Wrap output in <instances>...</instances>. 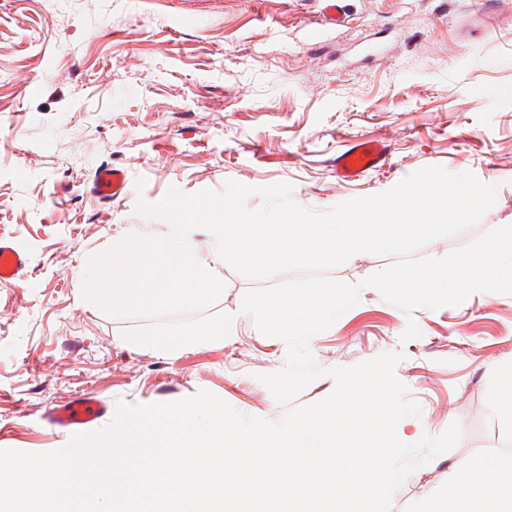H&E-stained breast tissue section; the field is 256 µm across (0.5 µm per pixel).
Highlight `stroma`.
I'll return each mask as SVG.
<instances>
[{"mask_svg": "<svg viewBox=\"0 0 512 512\" xmlns=\"http://www.w3.org/2000/svg\"><path fill=\"white\" fill-rule=\"evenodd\" d=\"M344 5L347 26L312 41L316 0H0V238L30 259L22 278L0 285V450L65 447L69 433L46 417L83 394L113 412L206 390L276 422L328 397L331 369L393 353L421 407L398 424L404 442L455 421L463 437L405 479L392 512H425L461 459L512 456V426L490 406V367L512 357V294L408 312L363 284L397 256L360 254L328 272L362 289L309 343L325 374L285 407L259 377L285 367L288 345L241 304L295 272L251 280L218 267L224 291L212 310L232 315L228 336L170 352L126 338L154 318L115 317L82 297L89 258L157 228L138 202L157 203L172 186L191 195L286 182L298 205L326 213L439 166L497 186V200L420 256L512 225V0L488 32L476 0ZM365 137L388 144V166L337 180L330 159ZM107 158L131 180L109 203L90 192Z\"/></svg>", "mask_w": 512, "mask_h": 512, "instance_id": "1", "label": "stroma"}]
</instances>
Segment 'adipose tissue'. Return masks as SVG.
I'll return each mask as SVG.
<instances>
[{
  "instance_id": "1",
  "label": "adipose tissue",
  "mask_w": 512,
  "mask_h": 512,
  "mask_svg": "<svg viewBox=\"0 0 512 512\" xmlns=\"http://www.w3.org/2000/svg\"><path fill=\"white\" fill-rule=\"evenodd\" d=\"M428 512H512V458L459 461L446 508L434 505Z\"/></svg>"
}]
</instances>
